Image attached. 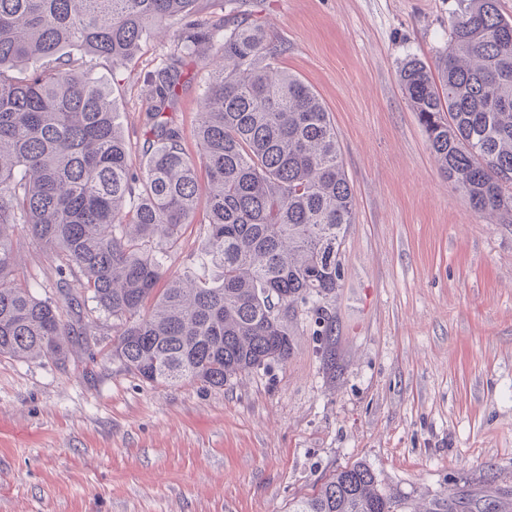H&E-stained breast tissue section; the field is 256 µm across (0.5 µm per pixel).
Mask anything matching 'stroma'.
<instances>
[{
  "instance_id": "stroma-1",
  "label": "stroma",
  "mask_w": 512,
  "mask_h": 512,
  "mask_svg": "<svg viewBox=\"0 0 512 512\" xmlns=\"http://www.w3.org/2000/svg\"><path fill=\"white\" fill-rule=\"evenodd\" d=\"M256 21L281 67L321 98L355 200L342 247L334 368L311 326L296 349L224 388L161 386L108 359V336L66 364L0 358V512H288L361 462L409 506L445 492L463 512L512 502V222L474 212L435 163L398 83L434 65L467 0H223ZM173 47L150 40L126 68L94 67L140 159L144 81ZM211 73L186 59L169 116L196 152ZM207 229L184 225L171 272L202 264ZM36 297L55 260L23 242Z\"/></svg>"
}]
</instances>
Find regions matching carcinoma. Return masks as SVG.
<instances>
[{"instance_id":"carcinoma-1","label":"carcinoma","mask_w":512,"mask_h":512,"mask_svg":"<svg viewBox=\"0 0 512 512\" xmlns=\"http://www.w3.org/2000/svg\"><path fill=\"white\" fill-rule=\"evenodd\" d=\"M173 51L149 75L147 167L115 123L112 92L83 66L124 68L149 37ZM435 68L398 80L442 173L474 211L512 215V19L469 0ZM218 64L201 102L194 158L167 115L183 59ZM258 23L224 27L200 0H0V356L63 360L98 314L106 356L143 380L220 389L294 353L302 315L333 361L341 248L354 198L336 127L315 91L278 63ZM26 72L23 78L12 75ZM207 179L201 203L199 171ZM219 281L169 276L197 214ZM55 256L58 302L17 269L16 233ZM289 512H405L362 463L333 471Z\"/></svg>"}]
</instances>
